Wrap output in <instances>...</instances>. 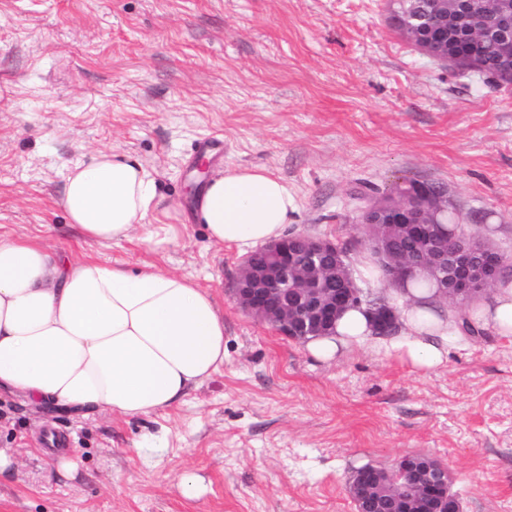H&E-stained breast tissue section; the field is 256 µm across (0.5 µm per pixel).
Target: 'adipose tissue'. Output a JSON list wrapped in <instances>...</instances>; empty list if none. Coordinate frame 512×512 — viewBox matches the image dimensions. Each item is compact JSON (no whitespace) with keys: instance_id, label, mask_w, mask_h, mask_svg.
I'll return each instance as SVG.
<instances>
[{"instance_id":"1","label":"adipose tissue","mask_w":512,"mask_h":512,"mask_svg":"<svg viewBox=\"0 0 512 512\" xmlns=\"http://www.w3.org/2000/svg\"><path fill=\"white\" fill-rule=\"evenodd\" d=\"M63 205L90 244L129 239L161 247L172 225L154 221V174L105 151L74 165ZM297 209L293 191L260 167H228L206 180L195 211L212 242L245 249L283 237ZM402 330L390 339L414 366L442 364L456 335L439 297L407 288ZM367 315L346 310L332 336L308 341L321 360L372 341ZM224 364V317L188 276L146 265L135 271L50 253L0 236V395L61 408L78 420L105 414L148 418L181 404Z\"/></svg>"}]
</instances>
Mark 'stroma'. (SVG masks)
<instances>
[{
	"mask_svg": "<svg viewBox=\"0 0 512 512\" xmlns=\"http://www.w3.org/2000/svg\"><path fill=\"white\" fill-rule=\"evenodd\" d=\"M202 149L209 173L282 178L287 233L336 241L390 303L395 286L360 265L361 187L442 186L450 221L512 259V90L420 53L388 0H0V234L193 277L224 315L223 367L158 416L0 399V448L21 462L0 512H355L353 471L417 454L448 469L464 512H512V336L482 314L430 372L383 343L316 359L237 305L242 251L191 219ZM100 150L156 172L173 244L85 243L61 197ZM49 431L75 478L44 451Z\"/></svg>",
	"mask_w": 512,
	"mask_h": 512,
	"instance_id": "1",
	"label": "stroma"
}]
</instances>
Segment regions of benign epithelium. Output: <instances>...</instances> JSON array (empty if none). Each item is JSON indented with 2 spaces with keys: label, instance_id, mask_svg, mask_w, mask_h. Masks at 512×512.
I'll return each instance as SVG.
<instances>
[{
  "label": "benign epithelium",
  "instance_id": "obj_1",
  "mask_svg": "<svg viewBox=\"0 0 512 512\" xmlns=\"http://www.w3.org/2000/svg\"><path fill=\"white\" fill-rule=\"evenodd\" d=\"M430 3V9L397 23L425 55L448 60L459 43V36L449 28L454 9L448 0ZM466 13L473 30L482 35L485 22L495 21L503 75L499 83L512 87V0H467ZM372 209L397 216L394 221L368 226L385 275L397 286L419 272L434 280L444 297L462 304L495 285L506 267L500 254L480 238L454 232L445 243L432 235L430 225L420 223L417 213L384 196L365 211ZM409 235L423 244L416 258L401 247ZM262 254L260 261L244 257L235 298L244 311L283 336L301 343L333 336L336 317L362 302L363 292L345 262L343 249L330 239L288 234L264 246ZM368 315L377 336H392L400 328L397 309L386 301L369 307ZM396 468L404 478L400 485L389 483L386 468L368 465L356 471L349 485L356 512H463L444 467L407 455L396 462Z\"/></svg>",
  "mask_w": 512,
  "mask_h": 512
}]
</instances>
